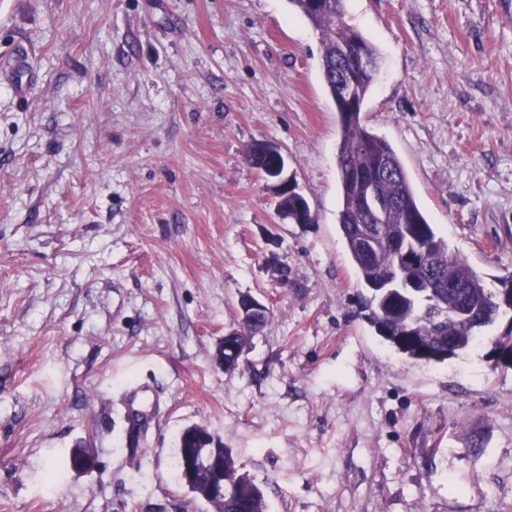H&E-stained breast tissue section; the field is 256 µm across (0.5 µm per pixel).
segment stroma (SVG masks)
<instances>
[{
	"mask_svg": "<svg viewBox=\"0 0 512 512\" xmlns=\"http://www.w3.org/2000/svg\"><path fill=\"white\" fill-rule=\"evenodd\" d=\"M345 5L380 51L364 123L500 291L512 0ZM321 50L289 0H0V512H212L172 478L191 424L269 512H512V368L484 345L407 361L364 318ZM19 58L22 95L4 78ZM255 142L313 223L282 220ZM245 297L271 316L228 373ZM139 382L159 424L132 442ZM264 154L269 160L270 165L267 167V172L271 175H277L280 173V175L276 177H271L263 172V174L266 176L267 180H275L278 183V186L283 185V188L281 191H286L287 193H291L295 188H293V183L289 180L288 185V178H285L283 176L284 170L286 167V159L283 156V154L275 147L265 144L264 148ZM248 337L249 336H246V334L243 333L231 332L224 336V342L236 344L244 352V348L248 342ZM243 352H239V349L235 345L224 343V355L222 357L224 370L231 371L233 368L236 369L239 365V360L242 357Z\"/></svg>",
	"mask_w": 512,
	"mask_h": 512,
	"instance_id": "35a3bbf8",
	"label": "stroma"
}]
</instances>
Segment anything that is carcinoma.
<instances>
[{
  "mask_svg": "<svg viewBox=\"0 0 512 512\" xmlns=\"http://www.w3.org/2000/svg\"><path fill=\"white\" fill-rule=\"evenodd\" d=\"M290 4L319 32L322 41L320 71L324 85L335 107H340L339 96L349 90L357 106L364 107L376 78L371 73H354L344 47L355 44L371 58H379L375 43L346 21L344 0H318L310 11L305 0H289ZM340 139L337 147V168L340 183L339 231L346 251L353 263L359 281L372 289L384 281L394 268L396 255L405 244L419 246L432 244L428 264L402 263L398 274L405 281L425 280L431 287L420 305L414 306L403 295L383 294L369 300L366 320L393 351L414 363L440 364L459 356L470 348L486 342L502 347L512 346V328L500 336L485 338L477 335V328L493 324L500 315L503 302L489 292L484 279L469 262L454 254L448 240L429 223L420 209L404 166L392 145L361 121L359 112H341ZM386 160L390 174L378 172V163ZM373 189L377 197L389 203L384 242L376 251H367L359 245L361 226L352 224L362 207L364 195ZM278 210L290 222L303 219V210L293 198H279ZM466 285L468 302L479 307L482 322L473 325L462 317L453 328H448V311L463 304L456 289L449 283ZM224 462V500L209 497L208 478L201 459ZM196 466L195 480L187 486L188 492L215 509V512H267L262 489L234 458L224 442L212 440L209 448H196L190 429L183 428L175 450V479L181 480L182 466Z\"/></svg>",
  "mask_w": 512,
  "mask_h": 512,
  "instance_id": "1",
  "label": "carcinoma"
}]
</instances>
